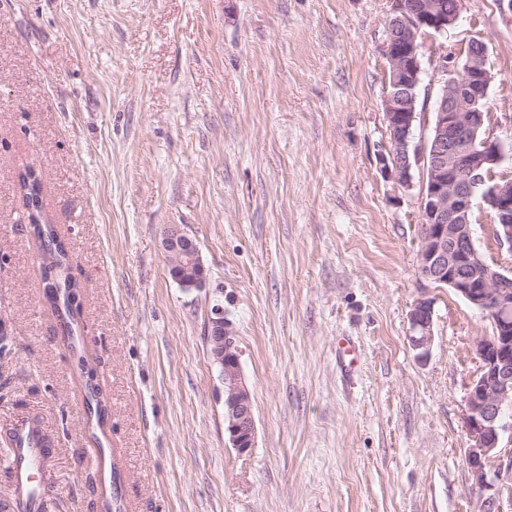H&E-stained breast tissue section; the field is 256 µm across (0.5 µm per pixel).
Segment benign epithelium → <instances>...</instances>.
Masks as SVG:
<instances>
[{
	"label": "benign epithelium",
	"mask_w": 512,
	"mask_h": 512,
	"mask_svg": "<svg viewBox=\"0 0 512 512\" xmlns=\"http://www.w3.org/2000/svg\"><path fill=\"white\" fill-rule=\"evenodd\" d=\"M464 0H415L407 6L394 0L385 40L390 67L384 114L389 145L381 155L383 169L400 186H412V172H425L421 189L418 272L422 279L453 290L492 326V335L474 342L481 372L467 389L465 431L468 468L480 488L490 485L486 463L497 452L512 411V268L488 264L474 239L475 200L494 215V234L512 252V178L496 176L507 159L504 145L484 129L492 81L487 46L473 40L461 61L439 59L434 124L423 144L414 141L416 91L420 57L427 36L442 35L458 22ZM168 272L190 290L206 284L196 239L174 225L162 239ZM408 340L420 359L427 358L433 339V302L416 301L409 313ZM207 341L224 385V424L240 454L255 447L253 401L242 371L232 323L216 306L208 322Z\"/></svg>",
	"instance_id": "benign-epithelium-1"
}]
</instances>
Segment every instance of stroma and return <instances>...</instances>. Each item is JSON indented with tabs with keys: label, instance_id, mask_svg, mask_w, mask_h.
Wrapping results in <instances>:
<instances>
[{
	"label": "stroma",
	"instance_id": "obj_1",
	"mask_svg": "<svg viewBox=\"0 0 512 512\" xmlns=\"http://www.w3.org/2000/svg\"><path fill=\"white\" fill-rule=\"evenodd\" d=\"M392 0H0V445L36 419L52 450L46 512H512V433L466 463L465 395L490 322L417 269L421 170L383 172ZM488 48L489 135L512 147V13L465 0L422 50ZM83 286L82 353L98 431L43 301L17 177ZM195 236L198 290L169 275L163 233ZM434 304L426 360L408 314ZM228 312L254 403L238 453L206 330ZM355 347L348 363L340 342ZM81 372L83 377L86 378L84 383L86 404L92 418V423L94 422L98 427V424L103 425L106 422L107 404L102 396V391L98 383L93 382L94 377H97V371L96 369L89 367V365L82 360Z\"/></svg>",
	"mask_w": 512,
	"mask_h": 512
}]
</instances>
